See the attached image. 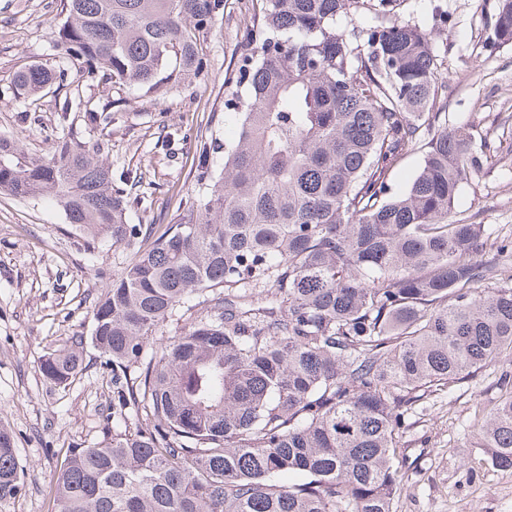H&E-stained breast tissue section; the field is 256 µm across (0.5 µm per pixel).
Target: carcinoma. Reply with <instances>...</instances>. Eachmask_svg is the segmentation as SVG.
<instances>
[{"mask_svg":"<svg viewBox=\"0 0 512 512\" xmlns=\"http://www.w3.org/2000/svg\"><path fill=\"white\" fill-rule=\"evenodd\" d=\"M61 60L92 82L158 92L203 72L200 36L224 0H63ZM365 0H255L249 52L226 102L237 137L224 165L170 224H129L134 203L104 146L69 130L49 157L0 136V193L49 197L86 235L142 245L93 309L90 343L124 377L131 425L73 448L54 479L57 512H393L404 413L512 352V287L489 295L506 246L453 218L483 149L435 110L443 60L420 26ZM512 43L497 0L490 50ZM67 69L31 65L24 97ZM86 123L107 125L112 103ZM408 187L390 179L407 155ZM195 298L204 311L146 357L156 329ZM78 336L40 361L67 385ZM481 428L512 471V380ZM285 473L300 479L280 483ZM0 428V507L20 491ZM422 160V154L415 153L408 155L398 164L391 177L393 191H402L406 188L410 179L418 172Z\"/></svg>","mask_w":512,"mask_h":512,"instance_id":"carcinoma-1","label":"carcinoma"}]
</instances>
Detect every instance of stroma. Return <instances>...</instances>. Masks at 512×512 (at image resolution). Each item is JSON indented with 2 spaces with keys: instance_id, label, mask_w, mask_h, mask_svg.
I'll use <instances>...</instances> for the list:
<instances>
[{
  "instance_id": "1",
  "label": "stroma",
  "mask_w": 512,
  "mask_h": 512,
  "mask_svg": "<svg viewBox=\"0 0 512 512\" xmlns=\"http://www.w3.org/2000/svg\"><path fill=\"white\" fill-rule=\"evenodd\" d=\"M493 4L390 0L388 7L430 34L445 57L448 123L465 128L488 155L461 186L457 218L512 242V45L483 48ZM252 15L253 0H224L201 42L204 77L159 93L117 90L89 81L74 64L63 86L20 99L16 72L55 67L65 15L60 0H0V134L39 156L51 154L68 129L103 142L113 174L139 179L128 223H169L203 192L195 178L203 143L237 133L224 81L237 72ZM109 98L111 123L87 126L85 111ZM137 247L85 236L55 202L0 195V427L12 433L23 472L18 495L0 512H54L51 480L68 451L111 439L119 406L106 357L85 345L84 369L66 386L47 381L38 366L72 337L90 335L95 303ZM505 372L512 374L510 353L408 411L396 464L409 480L394 512H512V472L491 465L479 436Z\"/></svg>"
}]
</instances>
